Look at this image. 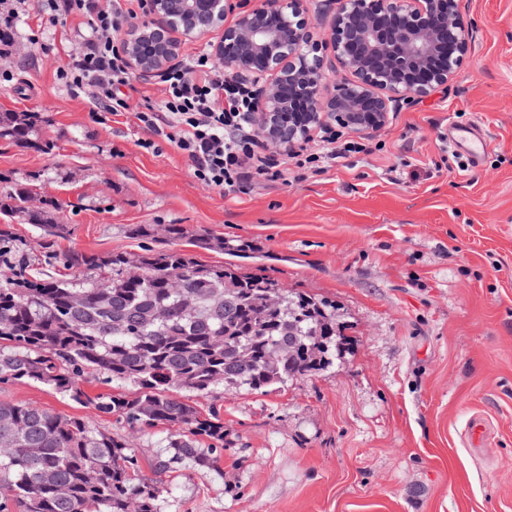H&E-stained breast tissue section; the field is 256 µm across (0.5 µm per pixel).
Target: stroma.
<instances>
[{
    "label": "stroma",
    "instance_id": "obj_1",
    "mask_svg": "<svg viewBox=\"0 0 512 512\" xmlns=\"http://www.w3.org/2000/svg\"><path fill=\"white\" fill-rule=\"evenodd\" d=\"M330 83L346 73L323 49L335 0H306ZM471 50L447 87L401 104L363 135L370 153L336 166L292 168L287 180L221 196L198 182L169 143L152 153L133 121L89 118L88 98L55 75L78 43L24 0L18 42L0 58V113L32 118L30 143L0 138V193L30 188L28 205L68 225L45 248L39 225L0 215L21 262L71 279L64 253H141L138 224H182L242 257L194 250L334 302L352 344L326 371L265 392L184 398L224 422L211 469L155 474L167 433L131 430L69 395L15 381L0 401L96 419L125 437L145 477L164 491L160 512H512V0H463ZM482 120L479 165L441 135ZM483 418L481 452L468 445ZM193 245L204 250L228 251L239 255H244L250 251V245L248 244L231 245L224 242L223 237L214 236L204 230L195 234Z\"/></svg>",
    "mask_w": 512,
    "mask_h": 512
}]
</instances>
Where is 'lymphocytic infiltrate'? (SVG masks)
I'll return each instance as SVG.
<instances>
[{
    "label": "lymphocytic infiltrate",
    "instance_id": "1",
    "mask_svg": "<svg viewBox=\"0 0 512 512\" xmlns=\"http://www.w3.org/2000/svg\"><path fill=\"white\" fill-rule=\"evenodd\" d=\"M51 18L60 20L79 39V48L56 70V78L78 93H89L94 123L104 125L134 115L147 139L140 146L156 150L157 140L174 145L189 159L194 177L224 195L247 192L262 180L280 177L281 166L321 163L329 168L362 143L336 147V135L298 141L287 153L269 148L254 120L255 98L248 85L225 76L204 47L182 63L169 66L160 97L142 91L133 99L125 42L118 22L125 11L121 0H45Z\"/></svg>",
    "mask_w": 512,
    "mask_h": 512
}]
</instances>
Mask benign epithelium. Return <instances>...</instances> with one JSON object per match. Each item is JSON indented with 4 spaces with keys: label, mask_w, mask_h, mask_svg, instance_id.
<instances>
[{
    "label": "benign epithelium",
    "mask_w": 512,
    "mask_h": 512,
    "mask_svg": "<svg viewBox=\"0 0 512 512\" xmlns=\"http://www.w3.org/2000/svg\"><path fill=\"white\" fill-rule=\"evenodd\" d=\"M303 2L257 0L226 26L233 0H203L201 8L196 0H147L152 19L125 38L130 67L153 75L186 42L223 29L214 56L225 72L255 86L256 123L285 152L333 122L356 135L381 128L402 101L452 81L470 51L459 0H336L325 48L352 79L329 92L321 60L299 53L312 40Z\"/></svg>",
    "instance_id": "obj_1"
}]
</instances>
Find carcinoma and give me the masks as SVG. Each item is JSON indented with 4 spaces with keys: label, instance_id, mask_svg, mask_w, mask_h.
Instances as JSON below:
<instances>
[{
    "label": "carcinoma",
    "instance_id": "cac0c4a2",
    "mask_svg": "<svg viewBox=\"0 0 512 512\" xmlns=\"http://www.w3.org/2000/svg\"><path fill=\"white\" fill-rule=\"evenodd\" d=\"M32 128L0 113V138L28 143ZM28 196L27 187L14 186L0 196V211L25 214L50 241L68 232L25 210ZM167 234L135 266L124 252L66 254L79 283L0 269V383L45 385L131 429L164 428L172 453L156 462L158 474L176 465L213 468L224 450V422L201 415L177 391L202 398L220 386L263 392L326 370L351 345L333 303L232 264L202 265L175 247L183 225H168ZM194 246L250 251L204 230ZM106 268L111 275L99 277ZM88 373L136 391L90 396L80 386ZM4 418L12 427L0 430V512H158L163 487L139 477L125 438L26 402L0 401ZM90 467L99 473L95 483L85 478Z\"/></svg>",
    "mask_w": 512,
    "mask_h": 512
}]
</instances>
